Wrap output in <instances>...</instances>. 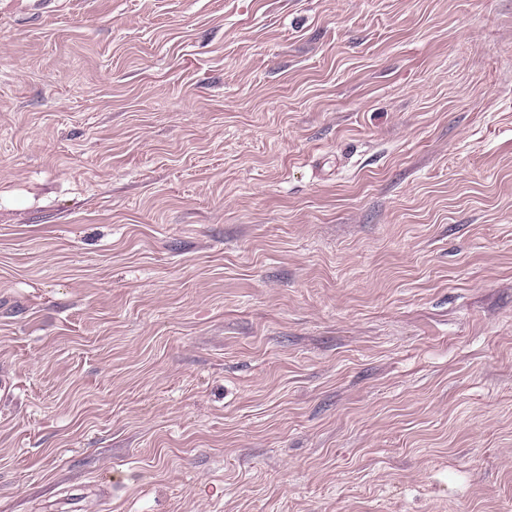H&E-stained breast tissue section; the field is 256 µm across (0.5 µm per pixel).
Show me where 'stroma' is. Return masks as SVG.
<instances>
[{
  "label": "stroma",
  "mask_w": 512,
  "mask_h": 512,
  "mask_svg": "<svg viewBox=\"0 0 512 512\" xmlns=\"http://www.w3.org/2000/svg\"><path fill=\"white\" fill-rule=\"evenodd\" d=\"M0 0V512H512V0Z\"/></svg>",
  "instance_id": "obj_1"
}]
</instances>
